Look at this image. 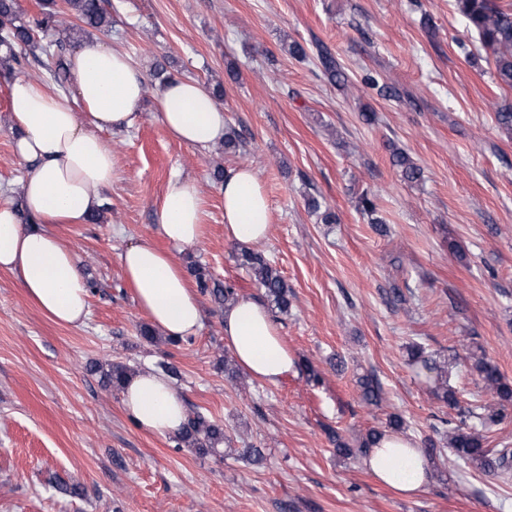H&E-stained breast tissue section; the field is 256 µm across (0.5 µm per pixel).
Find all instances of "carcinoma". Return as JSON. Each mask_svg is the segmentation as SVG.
<instances>
[{
    "mask_svg": "<svg viewBox=\"0 0 512 512\" xmlns=\"http://www.w3.org/2000/svg\"><path fill=\"white\" fill-rule=\"evenodd\" d=\"M68 11L78 20L70 30H83L88 26L95 29H109L112 19L103 11L99 0H66ZM454 7L464 19L466 26L478 36L481 48L489 53L494 65V74L498 83L512 88V8L500 5L499 0H454ZM17 7L15 0H0V48L6 49L4 60L15 64L33 57L45 74L58 84H63L69 74L67 56L60 41H38L32 29L16 23ZM66 23L61 13L52 10L42 12L35 26L45 32L56 29ZM320 64L328 79L336 84L348 81V77L328 51H318ZM393 162L402 169L403 177L408 181L421 178V169L402 152L393 154ZM239 265L259 288L264 290L263 297L282 313H288L292 292L280 271L262 254L248 248L241 249ZM197 287L203 293L214 297L220 303L235 299L238 288L233 283L224 285L207 277L201 270H195ZM410 363L423 369L433 378L441 390L439 398L448 406L458 405L457 391L448 385V370L441 367L424 347L412 343L407 347ZM472 367L481 375L485 390L492 402L481 403L468 408L471 424L449 426L446 420L442 427L434 428L447 439L448 447L466 464H472L483 472L493 473L506 482L512 477V449H491L485 446L484 432L501 424L507 417L508 407H512V384L504 380L498 369L475 354L468 356ZM130 374L129 368L122 363H114L105 373L112 385L120 387ZM361 397L368 404H375L380 398V386L372 375H364L358 381ZM179 440L196 449L200 454L214 453L224 445V425L201 413L188 414Z\"/></svg>",
    "mask_w": 512,
    "mask_h": 512,
    "instance_id": "cac0c4a2",
    "label": "carcinoma"
}]
</instances>
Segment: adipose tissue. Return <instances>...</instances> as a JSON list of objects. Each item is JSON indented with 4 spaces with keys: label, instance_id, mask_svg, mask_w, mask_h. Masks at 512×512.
<instances>
[{
    "label": "adipose tissue",
    "instance_id": "ef3b65f1",
    "mask_svg": "<svg viewBox=\"0 0 512 512\" xmlns=\"http://www.w3.org/2000/svg\"><path fill=\"white\" fill-rule=\"evenodd\" d=\"M73 92L53 91L26 78L8 84L9 120L17 156L30 169L19 184L21 205H0V270L14 274L24 295L58 324L77 327L89 317V288L74 252L52 232L55 224H83L104 204L116 177L111 149L100 130L121 131L139 117L145 94L141 69L100 39L70 57ZM157 116L178 142L207 150L224 140V109L201 83L176 79L156 94ZM224 236L240 244L265 241L270 205L256 173L240 166L220 186ZM204 202L197 183L172 176L155 212L167 249L152 241L129 244L120 255L123 276L152 325L174 337L197 335L203 312L197 292L173 254L200 242ZM224 342L254 379L278 384L296 371L265 303L240 295L224 307ZM126 414L145 432L178 436L187 418L185 401L163 374L137 372L121 392ZM382 484L407 496L430 478L420 448L403 435L384 436L365 461Z\"/></svg>",
    "mask_w": 512,
    "mask_h": 512
}]
</instances>
